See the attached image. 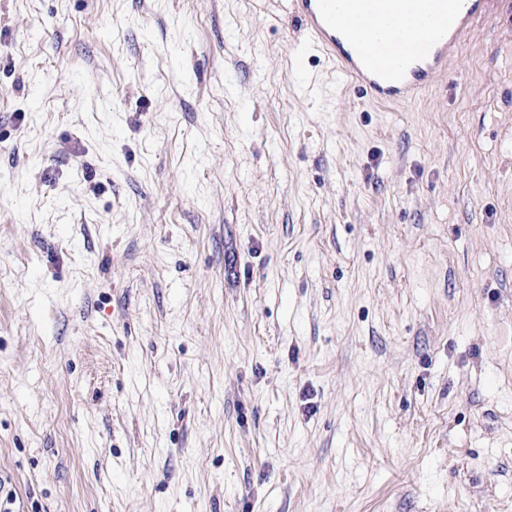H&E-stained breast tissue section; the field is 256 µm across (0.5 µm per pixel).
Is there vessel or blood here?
<instances>
[{"label": "vessel or blood", "mask_w": 512, "mask_h": 512, "mask_svg": "<svg viewBox=\"0 0 512 512\" xmlns=\"http://www.w3.org/2000/svg\"><path fill=\"white\" fill-rule=\"evenodd\" d=\"M507 0H291L310 43L371 98L415 101L445 71L459 43ZM373 43L357 36L360 24Z\"/></svg>", "instance_id": "1"}]
</instances>
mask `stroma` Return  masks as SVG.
Instances as JSON below:
<instances>
[{"label":"stroma","mask_w":512,"mask_h":512,"mask_svg":"<svg viewBox=\"0 0 512 512\" xmlns=\"http://www.w3.org/2000/svg\"><path fill=\"white\" fill-rule=\"evenodd\" d=\"M16 512H512V18L412 104L289 0H0Z\"/></svg>","instance_id":"stroma-1"}]
</instances>
